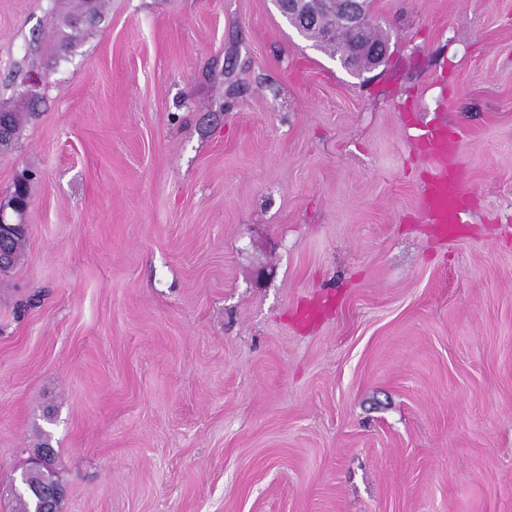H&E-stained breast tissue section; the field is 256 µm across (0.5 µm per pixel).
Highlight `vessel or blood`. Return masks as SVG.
<instances>
[{"label": "vessel or blood", "instance_id": "vessel-or-blood-1", "mask_svg": "<svg viewBox=\"0 0 512 512\" xmlns=\"http://www.w3.org/2000/svg\"><path fill=\"white\" fill-rule=\"evenodd\" d=\"M421 138L434 158L430 177L422 190L424 214L444 235L460 221V169L456 162L459 143L440 123L425 130Z\"/></svg>", "mask_w": 512, "mask_h": 512}]
</instances>
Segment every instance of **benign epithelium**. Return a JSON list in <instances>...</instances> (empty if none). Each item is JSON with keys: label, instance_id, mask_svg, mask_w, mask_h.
I'll use <instances>...</instances> for the list:
<instances>
[{"label": "benign epithelium", "instance_id": "obj_1", "mask_svg": "<svg viewBox=\"0 0 512 512\" xmlns=\"http://www.w3.org/2000/svg\"><path fill=\"white\" fill-rule=\"evenodd\" d=\"M274 3L285 19L292 18L297 24L305 27L317 23L323 12L336 13L339 24L347 28L353 36V41L345 51L351 63L359 62L367 68L375 67L382 63L386 56L385 46L372 47L367 42L366 33L372 28V23L364 0H274ZM12 196L13 202L9 209L15 215H24L29 208L30 199L21 182L14 183ZM45 469H52L49 454L34 453L27 467L16 479L15 491L38 498L37 509L34 512H58V504L64 497L62 485L36 488L29 482L32 472Z\"/></svg>", "mask_w": 512, "mask_h": 512}]
</instances>
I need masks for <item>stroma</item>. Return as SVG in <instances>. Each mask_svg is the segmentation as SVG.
<instances>
[{
    "label": "stroma",
    "mask_w": 512,
    "mask_h": 512,
    "mask_svg": "<svg viewBox=\"0 0 512 512\" xmlns=\"http://www.w3.org/2000/svg\"><path fill=\"white\" fill-rule=\"evenodd\" d=\"M73 6L0 0V512L45 441L62 512H512V0H370L361 73L273 0ZM94 1L95 2L92 5H89L87 3V0H78L75 6L79 17L86 14L89 11H92L94 19L91 23H86L89 25L77 27L76 22L74 24L72 22H68L69 17H65L64 19H62V27L69 30V32H63L61 34V42L66 47L73 46L74 44H76L79 41V39H81L84 36L87 30L91 27H94L101 19L103 0ZM420 137L434 158L422 190L424 214L429 224H437L439 233L446 238L448 229L459 224L461 214L460 169L456 162L459 143L448 136L446 126L440 123L429 127Z\"/></svg>",
    "instance_id": "1"
}]
</instances>
